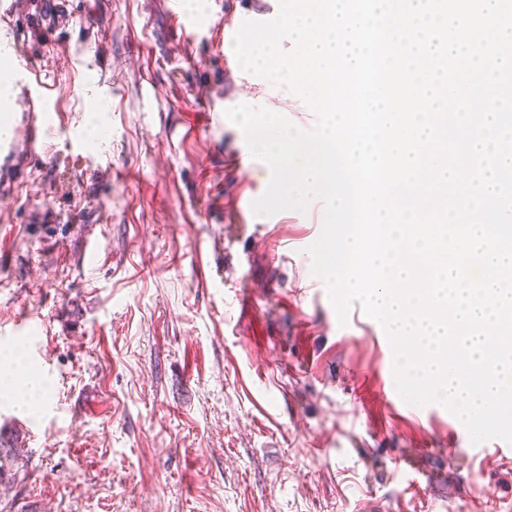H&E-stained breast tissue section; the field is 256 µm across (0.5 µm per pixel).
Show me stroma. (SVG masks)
<instances>
[{
    "mask_svg": "<svg viewBox=\"0 0 512 512\" xmlns=\"http://www.w3.org/2000/svg\"><path fill=\"white\" fill-rule=\"evenodd\" d=\"M12 3L0 66L29 55L50 117L0 191V351L51 393L0 397L29 456L0 512H512V456L401 406L380 324L340 325L307 253L322 203L252 210L271 175L227 110L316 121L233 50L278 0ZM99 99L89 164L61 131Z\"/></svg>",
    "mask_w": 512,
    "mask_h": 512,
    "instance_id": "obj_1",
    "label": "stroma"
}]
</instances>
